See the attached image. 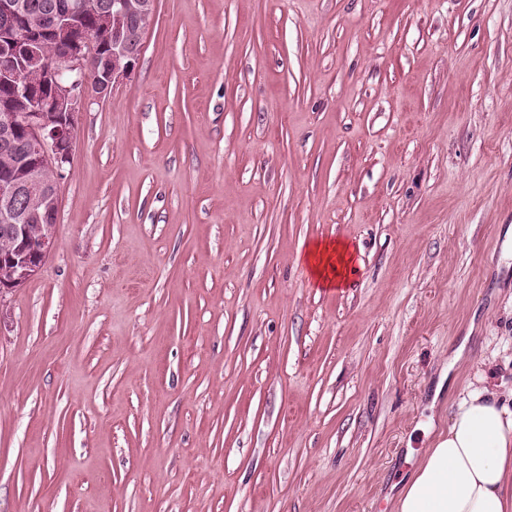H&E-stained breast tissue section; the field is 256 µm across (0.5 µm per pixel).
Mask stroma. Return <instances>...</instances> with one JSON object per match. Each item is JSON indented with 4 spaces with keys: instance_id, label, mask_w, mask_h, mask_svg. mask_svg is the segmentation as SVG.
Returning <instances> with one entry per match:
<instances>
[{
    "instance_id": "35a3bbf8",
    "label": "stroma",
    "mask_w": 512,
    "mask_h": 512,
    "mask_svg": "<svg viewBox=\"0 0 512 512\" xmlns=\"http://www.w3.org/2000/svg\"><path fill=\"white\" fill-rule=\"evenodd\" d=\"M56 235L0 297V512H394L512 394V0H155ZM355 250L346 242L316 241L302 254V261L315 287L341 292L347 286Z\"/></svg>"
}]
</instances>
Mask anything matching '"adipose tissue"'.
<instances>
[{
	"mask_svg": "<svg viewBox=\"0 0 512 512\" xmlns=\"http://www.w3.org/2000/svg\"><path fill=\"white\" fill-rule=\"evenodd\" d=\"M355 250L317 241L302 254L315 287L345 288ZM396 512H512V405L491 382L453 410L448 431L420 455L397 495Z\"/></svg>",
	"mask_w": 512,
	"mask_h": 512,
	"instance_id": "obj_1",
	"label": "adipose tissue"
}]
</instances>
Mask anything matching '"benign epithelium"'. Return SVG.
I'll use <instances>...</instances> for the list:
<instances>
[{
	"instance_id": "7a95c632",
	"label": "benign epithelium",
	"mask_w": 512,
	"mask_h": 512,
	"mask_svg": "<svg viewBox=\"0 0 512 512\" xmlns=\"http://www.w3.org/2000/svg\"><path fill=\"white\" fill-rule=\"evenodd\" d=\"M153 0H141L133 8L126 0H109L93 7L85 0H72L61 12L49 15L45 27L26 29L21 23L23 5L0 0V55H21L24 71L14 75V99L22 103L0 105V148L11 150L16 134L23 133L20 167L24 177L0 175V228L18 241V248L0 255V265L10 278L0 280V298L34 276L56 246V235L32 236L27 222L57 223L60 183L65 177L78 135V116L92 100L111 93L126 78L138 60L142 44H130L112 29V16L136 13L153 16ZM97 11L99 32L92 37L75 35L78 19L90 9ZM106 39L112 52L102 59L98 81L86 78L90 47ZM55 46L50 59L40 52L44 42Z\"/></svg>"
}]
</instances>
